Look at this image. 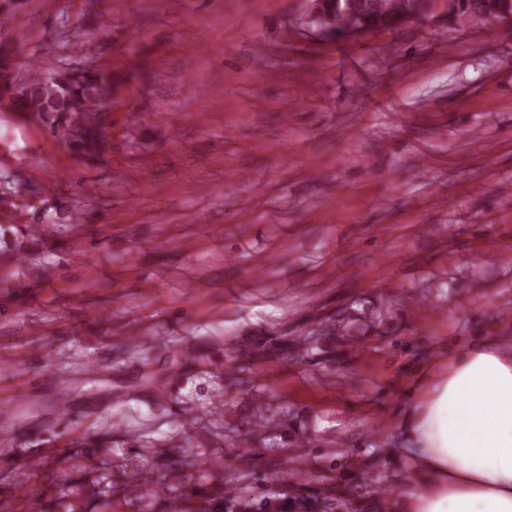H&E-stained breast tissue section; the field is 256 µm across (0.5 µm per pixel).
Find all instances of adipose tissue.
<instances>
[{
  "label": "adipose tissue",
  "mask_w": 512,
  "mask_h": 512,
  "mask_svg": "<svg viewBox=\"0 0 512 512\" xmlns=\"http://www.w3.org/2000/svg\"><path fill=\"white\" fill-rule=\"evenodd\" d=\"M397 512H512V339L439 357L407 405Z\"/></svg>",
  "instance_id": "1"
}]
</instances>
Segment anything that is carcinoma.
<instances>
[{
  "instance_id": "obj_1",
  "label": "carcinoma",
  "mask_w": 512,
  "mask_h": 512,
  "mask_svg": "<svg viewBox=\"0 0 512 512\" xmlns=\"http://www.w3.org/2000/svg\"><path fill=\"white\" fill-rule=\"evenodd\" d=\"M363 4L364 0H327L325 11L340 28L356 29ZM502 8L511 9L512 0H463L456 23L473 22L478 14L490 19ZM114 86L112 69L103 63L83 72L68 64L47 73L36 68L19 82L12 57L0 52V89L12 94L13 111L32 115L54 131L63 129L67 149L88 160L100 158L103 129L97 118L112 99ZM333 507L326 498L309 499L278 490L251 497L233 489L225 493L222 512H331Z\"/></svg>"
}]
</instances>
